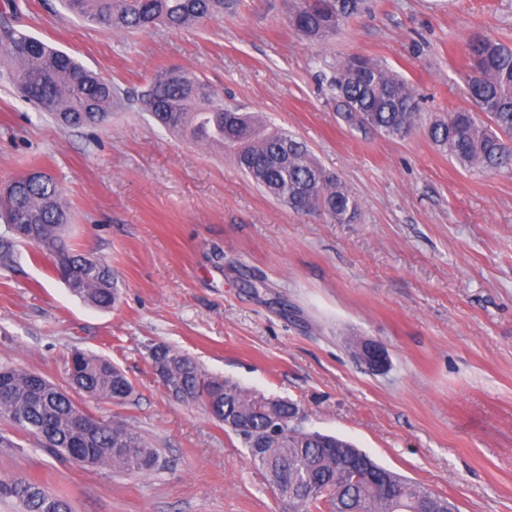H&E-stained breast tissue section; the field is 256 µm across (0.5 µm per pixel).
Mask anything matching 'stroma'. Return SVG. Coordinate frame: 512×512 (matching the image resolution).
Segmentation results:
<instances>
[{"label":"stroma","instance_id":"obj_1","mask_svg":"<svg viewBox=\"0 0 512 512\" xmlns=\"http://www.w3.org/2000/svg\"><path fill=\"white\" fill-rule=\"evenodd\" d=\"M290 5L239 0L218 21L117 33L59 0H21L18 29L112 81L120 102L105 126L66 128L0 80V187L49 174L69 205L66 244L106 264L120 298L83 303L17 244L0 267V366L64 389L72 350L110 359L131 398L76 401L130 424L162 464L137 476L84 467L0 417V476L41 484L71 512H291L236 436L164 389L148 360L163 344L297 402L308 429L459 512H512V173L459 167L423 123L402 140L349 128L324 81L363 55L406 79L421 111L446 115L467 104L469 39L512 46V0H375L319 42L290 26ZM170 68L303 139L357 198V221L294 213L229 150L162 129L136 96ZM355 336L387 348L388 372L355 360Z\"/></svg>","mask_w":512,"mask_h":512}]
</instances>
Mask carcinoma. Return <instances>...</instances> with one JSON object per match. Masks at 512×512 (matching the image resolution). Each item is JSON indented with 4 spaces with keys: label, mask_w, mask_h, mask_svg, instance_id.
Wrapping results in <instances>:
<instances>
[{
    "label": "carcinoma",
    "mask_w": 512,
    "mask_h": 512,
    "mask_svg": "<svg viewBox=\"0 0 512 512\" xmlns=\"http://www.w3.org/2000/svg\"><path fill=\"white\" fill-rule=\"evenodd\" d=\"M82 21L117 32L164 26L190 28L217 20L236 0H60ZM369 8V0H297L291 24L307 39L336 33L348 19ZM15 0L0 3V60L8 64L0 78L38 111L69 128L103 125L117 90L64 51L16 29ZM468 105L429 123L431 141L461 167L486 172L512 170V48L487 36L466 48ZM331 101L353 128H370L389 139H404L422 119L408 82L382 63L350 56L331 78ZM142 108L168 131L203 146L233 151L237 166L264 193L298 214L323 216L338 224L358 215V201L337 175L327 171L308 145L285 130L264 132L261 119L224 104V96L180 69L156 75L139 98ZM0 196V220L8 232L34 246L51 261L68 291L100 309L113 306L118 289L111 271L99 261L67 247L61 232L69 207L55 181L39 173L34 181L15 180ZM175 358L167 384L183 393V402L226 424L247 449L248 462L265 471L276 494L294 512H454L447 498L377 465L348 440L307 429L297 403L268 397L239 383L205 374L188 355L166 347ZM33 372L0 367V416L40 438L52 454L80 464L107 463L129 475L159 467L157 449L123 423H97L78 435L76 417H87L73 396L46 382L33 387ZM69 384L90 398L125 403L134 388L125 373L102 356L71 354ZM284 423L272 434V421ZM0 497L19 500L24 512H70L67 501L26 479L0 477Z\"/></svg>",
    "instance_id": "obj_1"
}]
</instances>
